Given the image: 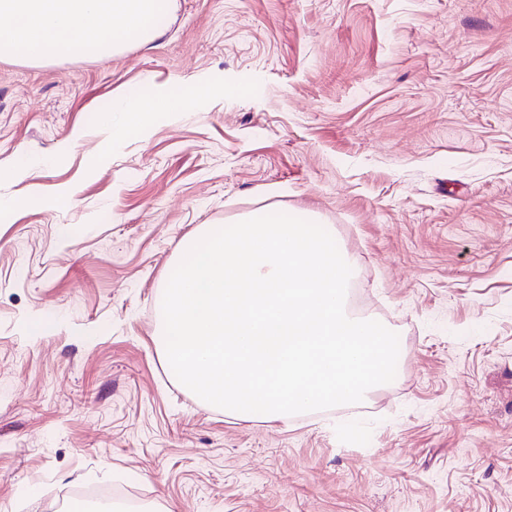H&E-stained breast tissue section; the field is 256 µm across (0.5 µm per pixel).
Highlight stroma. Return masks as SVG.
Listing matches in <instances>:
<instances>
[{
  "mask_svg": "<svg viewBox=\"0 0 512 512\" xmlns=\"http://www.w3.org/2000/svg\"><path fill=\"white\" fill-rule=\"evenodd\" d=\"M160 90L182 112L100 155L92 113ZM260 209L328 228L351 311L398 333L362 403L242 419L168 368L184 243ZM107 488L136 512H512V0H172L106 60L0 57V512Z\"/></svg>",
  "mask_w": 512,
  "mask_h": 512,
  "instance_id": "1",
  "label": "stroma"
}]
</instances>
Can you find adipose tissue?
Here are the masks:
<instances>
[{
  "instance_id": "ef3b65f1",
  "label": "adipose tissue",
  "mask_w": 512,
  "mask_h": 512,
  "mask_svg": "<svg viewBox=\"0 0 512 512\" xmlns=\"http://www.w3.org/2000/svg\"><path fill=\"white\" fill-rule=\"evenodd\" d=\"M171 0H0V54L28 61H46L81 51L104 59L131 43H147L161 33V22ZM124 118L114 123L109 152L129 126L146 127L159 114L182 110L184 102L168 92L142 102L134 95L123 99Z\"/></svg>"
}]
</instances>
